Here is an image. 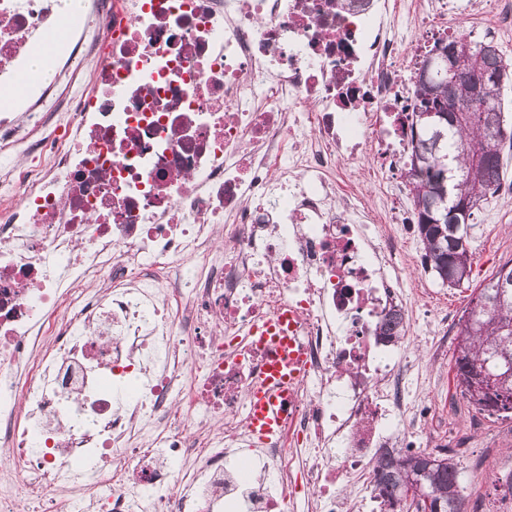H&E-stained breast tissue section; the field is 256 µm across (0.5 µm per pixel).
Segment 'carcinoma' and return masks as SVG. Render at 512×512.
Segmentation results:
<instances>
[{
    "instance_id": "cac0c4a2",
    "label": "carcinoma",
    "mask_w": 512,
    "mask_h": 512,
    "mask_svg": "<svg viewBox=\"0 0 512 512\" xmlns=\"http://www.w3.org/2000/svg\"><path fill=\"white\" fill-rule=\"evenodd\" d=\"M441 47L476 62L467 68L455 98L448 103L451 119L435 129L428 128L429 119L423 117L429 89L412 82L413 99L406 120L414 160L407 169L406 183L426 188L424 194L412 197L424 267L451 288L461 284L457 280L460 271L472 265L470 250L463 247L454 252L451 240L468 236L471 225L453 223L451 210L436 206L435 192L441 188L450 192L447 201L458 199L471 204L472 217L488 197L498 193L503 180L502 150L512 147V136L504 140L497 130L498 124L504 122L501 90L503 83L512 78V65L493 42H474L464 33L435 40L431 51ZM476 83L484 88V98L478 106L469 96V86ZM435 218L441 223H432ZM480 298L488 308H473L470 315L481 325L468 333L464 321L458 330V335L468 336V343L455 358L457 387L480 411L512 412V380L502 385L490 402L474 399L463 387L462 378L472 368L484 365L498 351L512 353V285L502 287L497 273L482 289ZM427 458L426 453L382 455L375 469L379 495L399 504L409 483L420 480L430 489L431 502L417 506L416 512H456L464 505L457 464L451 457H440L439 464L430 467Z\"/></svg>"
}]
</instances>
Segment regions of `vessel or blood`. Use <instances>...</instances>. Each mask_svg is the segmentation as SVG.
I'll return each instance as SVG.
<instances>
[{"label": "vessel or blood", "instance_id": "vessel-or-blood-1", "mask_svg": "<svg viewBox=\"0 0 512 512\" xmlns=\"http://www.w3.org/2000/svg\"><path fill=\"white\" fill-rule=\"evenodd\" d=\"M287 314H279L256 336L255 343L264 351L259 381L249 393L248 426L262 440L277 436L287 412L288 389L300 376L297 354L289 352L284 335Z\"/></svg>", "mask_w": 512, "mask_h": 512}]
</instances>
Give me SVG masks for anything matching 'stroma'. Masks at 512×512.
<instances>
[{"label":"stroma","mask_w":512,"mask_h":512,"mask_svg":"<svg viewBox=\"0 0 512 512\" xmlns=\"http://www.w3.org/2000/svg\"><path fill=\"white\" fill-rule=\"evenodd\" d=\"M473 252L470 279L459 287L443 285L431 271L406 267L402 275L420 293L433 294L452 305L457 320H464L472 306L475 289L490 283L499 266L512 260V196L497 195L485 203L470 230ZM423 371L438 378L426 385L427 406L440 431L450 432L457 449L462 495L467 512H499L502 493L497 478L512 471V416L495 417L479 411L462 398L456 385L452 353L438 362H423Z\"/></svg>","instance_id":"1"}]
</instances>
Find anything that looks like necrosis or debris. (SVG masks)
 Here are the masks:
<instances>
[{"label":"necrosis or debris","instance_id":"1","mask_svg":"<svg viewBox=\"0 0 512 512\" xmlns=\"http://www.w3.org/2000/svg\"><path fill=\"white\" fill-rule=\"evenodd\" d=\"M457 8L0 0V84L67 40L0 113V512H386L380 455L429 431L397 266L412 208L397 187L368 204L343 165L402 171L413 32L458 34ZM465 8L512 30V0ZM282 311L301 377L259 443L251 338Z\"/></svg>","mask_w":512,"mask_h":512}]
</instances>
